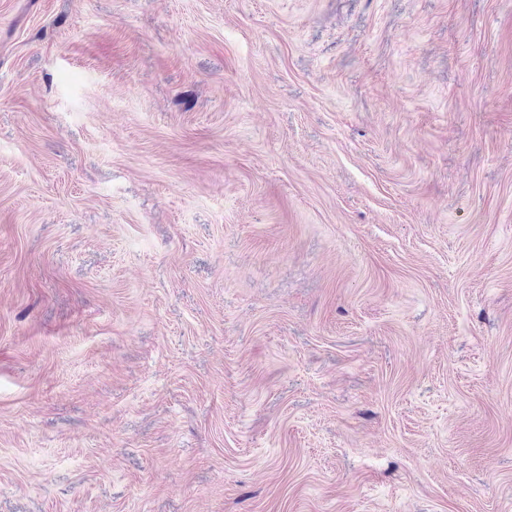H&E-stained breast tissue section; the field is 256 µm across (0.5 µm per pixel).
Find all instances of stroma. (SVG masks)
I'll return each instance as SVG.
<instances>
[{
    "mask_svg": "<svg viewBox=\"0 0 512 512\" xmlns=\"http://www.w3.org/2000/svg\"><path fill=\"white\" fill-rule=\"evenodd\" d=\"M0 512H512V0H0Z\"/></svg>",
    "mask_w": 512,
    "mask_h": 512,
    "instance_id": "1",
    "label": "stroma"
}]
</instances>
